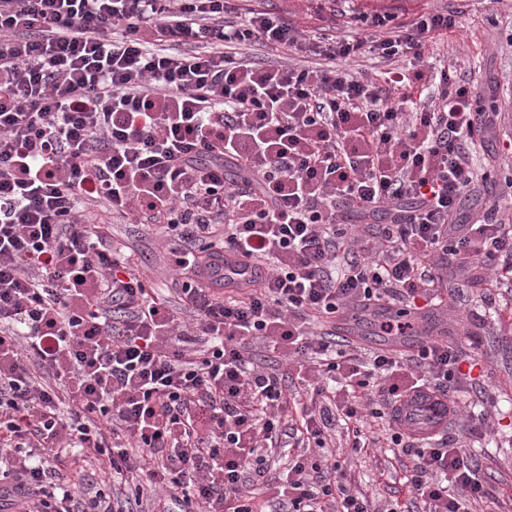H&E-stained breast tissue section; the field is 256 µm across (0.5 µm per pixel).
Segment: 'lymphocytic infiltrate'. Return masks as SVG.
Returning a JSON list of instances; mask_svg holds the SVG:
<instances>
[{
  "label": "lymphocytic infiltrate",
  "mask_w": 512,
  "mask_h": 512,
  "mask_svg": "<svg viewBox=\"0 0 512 512\" xmlns=\"http://www.w3.org/2000/svg\"><path fill=\"white\" fill-rule=\"evenodd\" d=\"M456 25L357 17L314 42L237 0H0V512H372L326 452L337 428L367 445L420 389L448 395L475 360L449 342L417 353L337 349L322 324L392 305L400 336L441 305L436 268L512 288V224L460 205L489 172L477 79L434 68ZM315 67L259 63L253 44ZM412 59L383 79L362 55ZM393 216L377 232L346 223ZM156 230L181 279L151 287L112 219ZM250 279L227 274L235 261ZM311 389L250 368L255 344ZM410 493L471 512L487 491L458 439L415 442ZM293 448L285 477L266 454Z\"/></svg>",
  "instance_id": "1"
}]
</instances>
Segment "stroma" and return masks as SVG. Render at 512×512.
I'll return each mask as SVG.
<instances>
[{"instance_id":"obj_1","label":"stroma","mask_w":512,"mask_h":512,"mask_svg":"<svg viewBox=\"0 0 512 512\" xmlns=\"http://www.w3.org/2000/svg\"><path fill=\"white\" fill-rule=\"evenodd\" d=\"M249 7L286 15L305 34L330 38L349 29L362 12L390 13L407 22L426 10L457 11V26L438 39L428 53L479 78L486 102L500 112L480 136V156L491 178L480 196L464 200L462 211L471 215L495 197H507L512 188V157L504 145L512 139V0H249ZM114 240L130 247L143 275L152 286L170 284L172 272L165 249L155 234L139 224H116ZM448 308L449 341L473 346L484 391L472 394L458 389L453 398L459 418L448 428L459 435L466 456L479 471L483 484L498 498L495 512H512V319L498 315L497 304L488 302L480 289L471 287L466 272L443 273ZM484 420L481 434L468 436L463 427L471 415ZM337 454L348 461L352 489L362 491L383 512L398 491L413 462L410 456L385 447L352 452L344 435H337Z\"/></svg>"}]
</instances>
